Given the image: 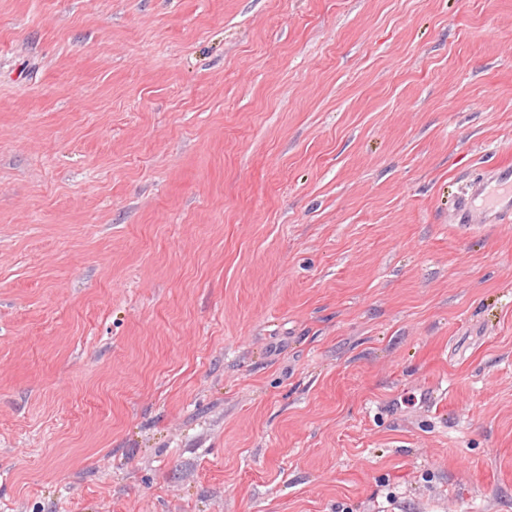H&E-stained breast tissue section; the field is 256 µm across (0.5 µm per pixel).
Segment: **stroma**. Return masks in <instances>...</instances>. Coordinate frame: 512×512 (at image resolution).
<instances>
[{
    "mask_svg": "<svg viewBox=\"0 0 512 512\" xmlns=\"http://www.w3.org/2000/svg\"><path fill=\"white\" fill-rule=\"evenodd\" d=\"M512 0H0V512H512ZM458 224H495L512 216V168L495 167L469 182L456 201Z\"/></svg>",
    "mask_w": 512,
    "mask_h": 512,
    "instance_id": "35a3bbf8",
    "label": "stroma"
}]
</instances>
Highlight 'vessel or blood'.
Here are the masks:
<instances>
[{
    "label": "vessel or blood",
    "mask_w": 512,
    "mask_h": 512,
    "mask_svg": "<svg viewBox=\"0 0 512 512\" xmlns=\"http://www.w3.org/2000/svg\"><path fill=\"white\" fill-rule=\"evenodd\" d=\"M456 216L466 226L512 217V168L495 167L469 182L456 201Z\"/></svg>",
    "instance_id": "b4317fda"
}]
</instances>
